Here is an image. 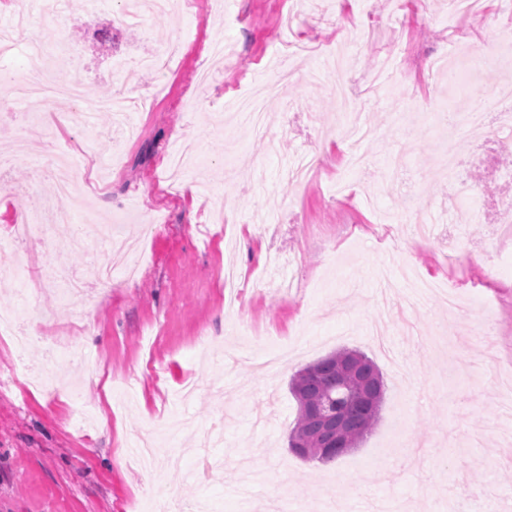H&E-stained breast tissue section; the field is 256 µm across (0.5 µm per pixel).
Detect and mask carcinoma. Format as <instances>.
<instances>
[{
  "instance_id": "1",
  "label": "carcinoma",
  "mask_w": 512,
  "mask_h": 512,
  "mask_svg": "<svg viewBox=\"0 0 512 512\" xmlns=\"http://www.w3.org/2000/svg\"><path fill=\"white\" fill-rule=\"evenodd\" d=\"M290 391L298 406L288 447L306 461L329 441L342 455L355 448L378 421L385 394L383 377L375 363L353 349H340L299 369Z\"/></svg>"
}]
</instances>
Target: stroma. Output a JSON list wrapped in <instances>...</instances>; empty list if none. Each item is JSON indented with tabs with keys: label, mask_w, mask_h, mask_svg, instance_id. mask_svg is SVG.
<instances>
[{
	"label": "stroma",
	"mask_w": 512,
	"mask_h": 512,
	"mask_svg": "<svg viewBox=\"0 0 512 512\" xmlns=\"http://www.w3.org/2000/svg\"><path fill=\"white\" fill-rule=\"evenodd\" d=\"M503 3L477 0L462 17L448 0H196L140 27L119 0L63 20L32 14L56 81L80 77L88 100L62 127L20 105L0 116L11 157L0 241L36 197L98 222L78 242L68 225L42 224L16 244L15 273L0 272V314L26 289L36 327L24 354L0 342V512H136V496L149 512L201 497L211 512L270 500L281 512H476L464 486L492 489L490 512H512V447L499 438L512 432L499 416L512 376V229L497 216L512 201V153L491 129L453 132L440 119L469 105L458 82L487 90L500 74L430 68L512 40ZM77 13L85 22L70 25ZM174 38L176 70L140 71L123 90L113 63ZM342 67L366 102L360 170L344 165ZM283 68L295 79L264 102L267 136L251 135L236 100ZM73 148L89 161L120 156L103 172L106 196L55 198L40 171ZM304 152L319 161L300 184L288 170ZM441 153L462 162L442 170ZM394 154L405 178L384 174ZM462 180L478 187L484 223L463 218ZM413 212L434 216L429 238L413 235ZM110 223L138 241L141 271H114L103 291L90 255ZM71 275L95 292L81 316L65 294ZM449 277L460 283L454 313L433 288ZM282 278L291 292L277 289ZM54 343L79 350L61 359V397L17 375ZM342 348L381 371L379 418L358 448L309 463L288 448L289 383Z\"/></svg>",
	"instance_id": "35a3bbf8"
}]
</instances>
